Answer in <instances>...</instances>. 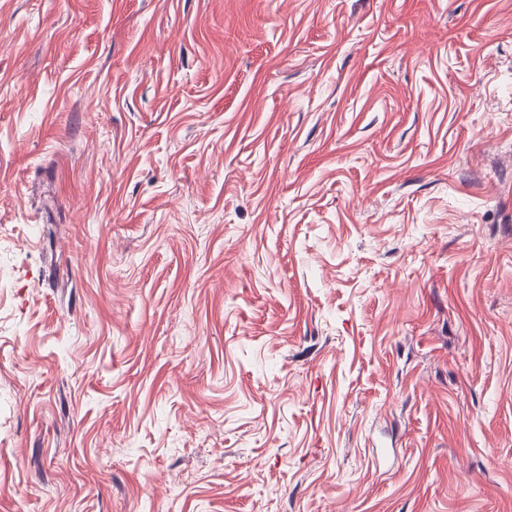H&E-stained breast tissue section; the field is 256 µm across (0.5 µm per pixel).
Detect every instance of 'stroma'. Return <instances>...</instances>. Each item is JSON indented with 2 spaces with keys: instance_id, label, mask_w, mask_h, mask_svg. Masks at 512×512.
Returning a JSON list of instances; mask_svg holds the SVG:
<instances>
[{
  "instance_id": "obj_1",
  "label": "stroma",
  "mask_w": 512,
  "mask_h": 512,
  "mask_svg": "<svg viewBox=\"0 0 512 512\" xmlns=\"http://www.w3.org/2000/svg\"><path fill=\"white\" fill-rule=\"evenodd\" d=\"M0 512H512V0H0Z\"/></svg>"
}]
</instances>
